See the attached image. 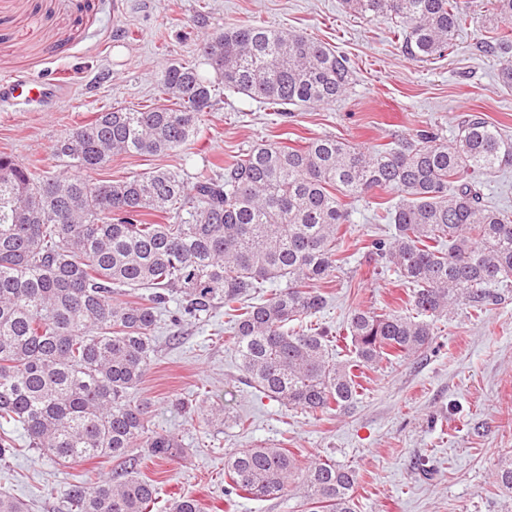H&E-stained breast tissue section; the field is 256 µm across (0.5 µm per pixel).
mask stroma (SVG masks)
I'll return each mask as SVG.
<instances>
[{"mask_svg": "<svg viewBox=\"0 0 512 512\" xmlns=\"http://www.w3.org/2000/svg\"><path fill=\"white\" fill-rule=\"evenodd\" d=\"M489 0H473L476 15L445 56L416 62L403 53L391 17H364L343 0H0V77L61 75L68 96L47 112H0V152L56 170L57 139L95 112L158 102L157 85L171 60L198 64L203 35L249 24L296 31L344 54L353 83L330 106H272L236 93L213 99L189 149L112 158L97 178L120 180L166 169L192 181L210 161H226L251 147L297 137L333 135L370 149L392 147L431 128L452 141L456 119L479 112L512 134V91L499 77L498 58L484 54L478 18ZM206 25H198L199 9ZM398 197L378 193L352 201L351 221L337 243L341 267L318 290L327 303L304 320L336 338L340 358L353 356L346 321L353 309L398 304L406 288L396 273L375 272L369 245L391 235L374 219ZM483 313L456 307L435 325L422 353L364 370L362 392L344 415L312 416L286 407L244 378L223 308L172 323L169 304L154 335L157 353L136 392L153 405L152 428L172 435L185 456L148 465L156 482L150 512L195 498L201 512H308L298 485L283 499L257 500L224 492V458L237 448L274 443L299 459H329L355 468L358 512H512V492L494 472L512 456V285L496 287ZM224 404L221 425L192 421L176 400ZM21 452L0 460V490L32 512H67L63 491L86 467L58 464L26 447L23 430L10 432ZM425 459V470L414 463Z\"/></svg>", "mask_w": 512, "mask_h": 512, "instance_id": "1", "label": "stroma"}]
</instances>
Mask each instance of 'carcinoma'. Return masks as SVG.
Masks as SVG:
<instances>
[{"label":"carcinoma","instance_id":"cac0c4a2","mask_svg":"<svg viewBox=\"0 0 512 512\" xmlns=\"http://www.w3.org/2000/svg\"><path fill=\"white\" fill-rule=\"evenodd\" d=\"M364 16H394L406 55L442 56L473 20L464 0H344ZM480 49L501 62L512 87V0H491ZM200 58L216 80L174 60L161 77L165 103L96 113L52 145L65 170H43L0 153V428H20L27 447L57 463L123 458L146 448L158 460L182 453L152 428V405L135 399L156 353V312L176 300L192 319L224 306L240 370L258 391L312 415H340L356 401L355 368L415 355L434 320L459 305L483 310L489 288L512 282V212L487 205L482 179L512 167V136L480 113L450 144L427 130L372 151L334 136L297 146L269 142L192 185L156 169L126 180L90 177L115 156L157 155L194 142L220 90L282 107L328 106L350 87L346 56L303 34L258 25L206 36ZM392 191L377 215L394 225L371 255L409 285L403 310L356 309L348 322L355 360L332 356L323 329L288 332L326 298L314 285L337 268L336 242L349 199ZM286 282L266 301L243 302L265 283ZM140 293V300L126 297ZM224 417V405L188 409ZM229 487L278 499L301 479L311 512H357L354 469L306 464L258 444L224 459ZM495 480L512 491V458ZM155 481L132 471L89 470L66 493L68 512H147ZM0 512H28L0 492Z\"/></svg>","mask_w":512,"mask_h":512}]
</instances>
